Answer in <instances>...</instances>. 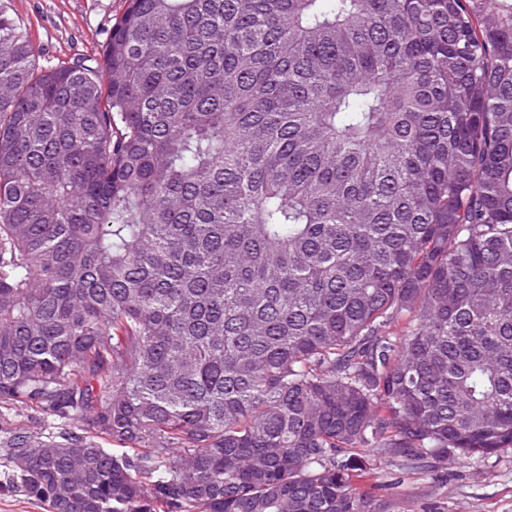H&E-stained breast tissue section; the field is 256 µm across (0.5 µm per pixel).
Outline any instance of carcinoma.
Wrapping results in <instances>:
<instances>
[{"instance_id": "cac0c4a2", "label": "carcinoma", "mask_w": 512, "mask_h": 512, "mask_svg": "<svg viewBox=\"0 0 512 512\" xmlns=\"http://www.w3.org/2000/svg\"><path fill=\"white\" fill-rule=\"evenodd\" d=\"M0 447L48 512L511 448L512 0H127L44 68L0 0Z\"/></svg>"}]
</instances>
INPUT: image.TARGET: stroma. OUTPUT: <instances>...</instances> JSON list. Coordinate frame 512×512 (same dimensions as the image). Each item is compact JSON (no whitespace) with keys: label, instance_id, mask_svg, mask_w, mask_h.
Returning <instances> with one entry per match:
<instances>
[{"label":"stroma","instance_id":"35a3bbf8","mask_svg":"<svg viewBox=\"0 0 512 512\" xmlns=\"http://www.w3.org/2000/svg\"><path fill=\"white\" fill-rule=\"evenodd\" d=\"M126 0H9L31 36L39 67L99 60L107 33ZM361 489L384 512H512V448L437 463L377 458Z\"/></svg>","mask_w":512,"mask_h":512}]
</instances>
